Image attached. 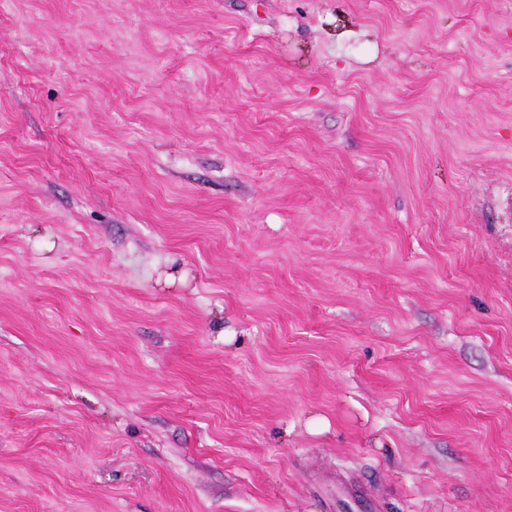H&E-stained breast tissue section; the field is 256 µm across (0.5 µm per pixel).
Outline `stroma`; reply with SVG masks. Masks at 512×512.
I'll list each match as a JSON object with an SVG mask.
<instances>
[{
	"label": "stroma",
	"mask_w": 512,
	"mask_h": 512,
	"mask_svg": "<svg viewBox=\"0 0 512 512\" xmlns=\"http://www.w3.org/2000/svg\"><path fill=\"white\" fill-rule=\"evenodd\" d=\"M0 512H512V0H0Z\"/></svg>",
	"instance_id": "1"
}]
</instances>
